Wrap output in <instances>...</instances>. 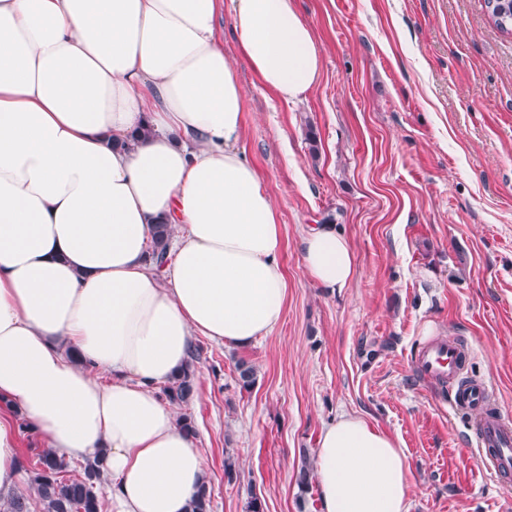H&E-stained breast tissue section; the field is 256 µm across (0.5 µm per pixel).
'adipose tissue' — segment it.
Returning a JSON list of instances; mask_svg holds the SVG:
<instances>
[{
    "label": "adipose tissue",
    "instance_id": "adipose-tissue-1",
    "mask_svg": "<svg viewBox=\"0 0 512 512\" xmlns=\"http://www.w3.org/2000/svg\"><path fill=\"white\" fill-rule=\"evenodd\" d=\"M226 5L263 86L304 96L320 52L292 0H0V397L59 455L101 461L112 512H190L205 459L158 389L195 336L245 346L283 318L282 229L238 149ZM161 223L183 231L158 275ZM301 246L314 283L348 286L333 225ZM315 468L322 512H409L404 452L361 416L323 429ZM19 477L0 409V490Z\"/></svg>",
    "mask_w": 512,
    "mask_h": 512
}]
</instances>
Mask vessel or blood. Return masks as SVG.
<instances>
[{
  "instance_id": "1",
  "label": "vessel or blood",
  "mask_w": 512,
  "mask_h": 512,
  "mask_svg": "<svg viewBox=\"0 0 512 512\" xmlns=\"http://www.w3.org/2000/svg\"><path fill=\"white\" fill-rule=\"evenodd\" d=\"M465 356L459 342L440 339L421 351L415 368L424 379L453 385L455 408L478 412L476 443L484 470L498 480L512 476V423L499 414L486 382L463 377Z\"/></svg>"
}]
</instances>
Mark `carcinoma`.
Instances as JSON below:
<instances>
[{"label": "carcinoma", "mask_w": 512, "mask_h": 512, "mask_svg": "<svg viewBox=\"0 0 512 512\" xmlns=\"http://www.w3.org/2000/svg\"><path fill=\"white\" fill-rule=\"evenodd\" d=\"M491 12L512 26V0H495ZM172 227L158 225L149 255L157 268L166 263ZM203 347L193 346L190 360L181 372L161 389V397L172 405L189 404L198 390L197 363L202 359ZM69 464L51 448H42L35 454L33 467L29 470L28 488L0 495V512H32V507L41 512H102L103 502L96 487L102 482L103 471L95 461L86 462L83 476L68 475Z\"/></svg>", "instance_id": "obj_1"}]
</instances>
